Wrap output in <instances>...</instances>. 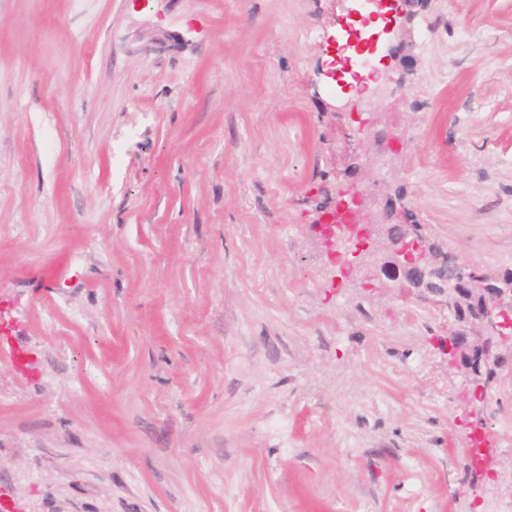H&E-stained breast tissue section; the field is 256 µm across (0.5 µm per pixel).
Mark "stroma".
I'll list each match as a JSON object with an SVG mask.
<instances>
[{
	"instance_id": "35a3bbf8",
	"label": "stroma",
	"mask_w": 512,
	"mask_h": 512,
	"mask_svg": "<svg viewBox=\"0 0 512 512\" xmlns=\"http://www.w3.org/2000/svg\"><path fill=\"white\" fill-rule=\"evenodd\" d=\"M359 9L0 0L16 512H512V342L474 474L444 296L346 277L321 226L391 203L435 256L512 272V0L410 7L363 88L338 73Z\"/></svg>"
}]
</instances>
